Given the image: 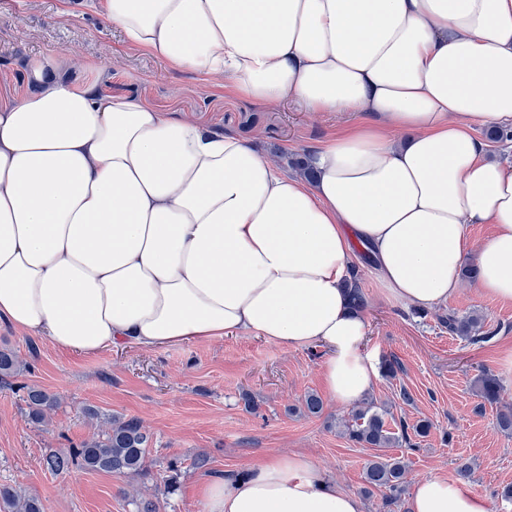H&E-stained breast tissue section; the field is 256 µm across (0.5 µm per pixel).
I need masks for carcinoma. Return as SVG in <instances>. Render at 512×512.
Segmentation results:
<instances>
[{
    "instance_id": "cac0c4a2",
    "label": "carcinoma",
    "mask_w": 512,
    "mask_h": 512,
    "mask_svg": "<svg viewBox=\"0 0 512 512\" xmlns=\"http://www.w3.org/2000/svg\"><path fill=\"white\" fill-rule=\"evenodd\" d=\"M448 333L469 344L488 343L497 331L484 329V319L478 315L458 316L450 313L440 318ZM20 372L15 355L0 350V384ZM480 397L490 404L500 401L503 386L496 375L486 372L477 379ZM25 403L28 417L35 423L46 421L56 405V398L47 392L27 388ZM387 410L370 403L353 414V422L344 425L343 434L356 444L379 450L364 470V482L379 489L382 505L396 504L406 492V465L399 458L380 453L384 448L404 444L416 446L414 439L423 437L429 424L420 421L413 425L400 423L399 431L392 432L386 422ZM150 437L141 420L136 417H118L108 421L100 433L83 441L77 448H62L49 453L44 466L53 473H60L73 466L88 471L111 472L137 478L149 466L148 448ZM0 508L3 512H43L42 503L33 496L11 486L0 487Z\"/></svg>"
}]
</instances>
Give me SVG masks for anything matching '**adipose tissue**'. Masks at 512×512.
Masks as SVG:
<instances>
[{"label": "adipose tissue", "instance_id": "adipose-tissue-1", "mask_svg": "<svg viewBox=\"0 0 512 512\" xmlns=\"http://www.w3.org/2000/svg\"><path fill=\"white\" fill-rule=\"evenodd\" d=\"M106 27L170 69L253 101L371 122L282 175L247 142L36 67L0 95V322L91 354L230 334L329 355V398L374 386L345 283L430 309L476 283L512 303V165L474 122L512 128V0H102ZM489 224L472 245L467 227ZM205 512H362L308 456L202 477ZM410 512H489L465 482H419Z\"/></svg>", "mask_w": 512, "mask_h": 512}]
</instances>
